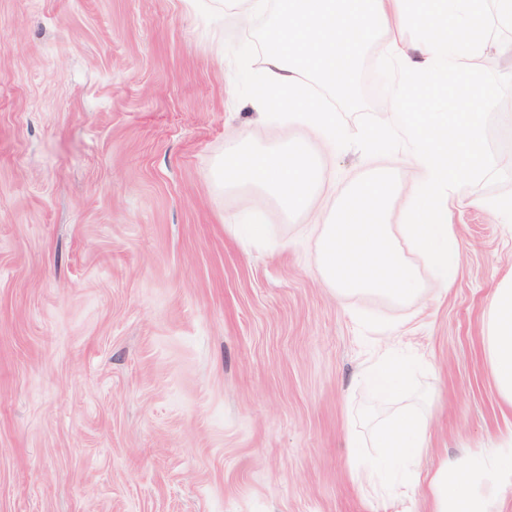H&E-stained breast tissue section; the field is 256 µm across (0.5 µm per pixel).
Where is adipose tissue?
<instances>
[{"label": "adipose tissue", "instance_id": "ef3b65f1", "mask_svg": "<svg viewBox=\"0 0 512 512\" xmlns=\"http://www.w3.org/2000/svg\"><path fill=\"white\" fill-rule=\"evenodd\" d=\"M320 162L300 149L255 148L233 138L224 145L225 184L250 186L272 196L284 216L303 212L317 181ZM489 368L501 398L512 405V276L498 280L487 303ZM429 423L416 409L399 407L371 430L385 463L417 467L426 448ZM512 487V447L488 448L444 462L427 482L430 512H503L500 494Z\"/></svg>", "mask_w": 512, "mask_h": 512}]
</instances>
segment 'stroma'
<instances>
[{
  "instance_id": "obj_1",
  "label": "stroma",
  "mask_w": 512,
  "mask_h": 512,
  "mask_svg": "<svg viewBox=\"0 0 512 512\" xmlns=\"http://www.w3.org/2000/svg\"><path fill=\"white\" fill-rule=\"evenodd\" d=\"M251 28L212 0H0V512H428L425 476L512 434L489 369L495 281L512 274V92L490 140L508 179L458 188L460 272L425 303L336 296L315 225L408 149L327 154L238 99ZM323 157L306 213L225 186L226 140ZM250 215L270 242L228 230ZM412 382L379 400L382 354ZM429 417L414 479L355 475L349 431Z\"/></svg>"
}]
</instances>
